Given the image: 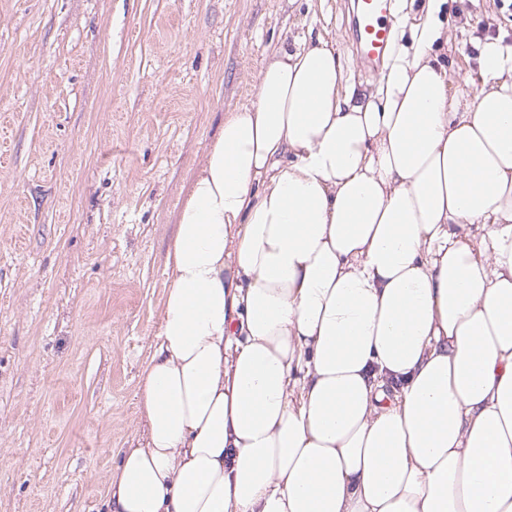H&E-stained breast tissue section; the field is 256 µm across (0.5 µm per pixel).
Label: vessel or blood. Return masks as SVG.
<instances>
[{"mask_svg": "<svg viewBox=\"0 0 512 512\" xmlns=\"http://www.w3.org/2000/svg\"><path fill=\"white\" fill-rule=\"evenodd\" d=\"M355 42L364 66L379 65L389 50L392 34L390 0H355Z\"/></svg>", "mask_w": 512, "mask_h": 512, "instance_id": "vessel-or-blood-1", "label": "vessel or blood"}]
</instances>
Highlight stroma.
Listing matches in <instances>:
<instances>
[{
	"label": "stroma",
	"instance_id": "35a3bbf8",
	"mask_svg": "<svg viewBox=\"0 0 512 512\" xmlns=\"http://www.w3.org/2000/svg\"><path fill=\"white\" fill-rule=\"evenodd\" d=\"M440 57L481 87L498 0H452ZM352 0H0V512H102L191 178L275 49L362 72Z\"/></svg>",
	"mask_w": 512,
	"mask_h": 512
}]
</instances>
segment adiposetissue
I'll use <instances>...</instances> for the list:
<instances>
[{"instance_id": "adipose-tissue-1", "label": "adipose tissue", "mask_w": 512, "mask_h": 512, "mask_svg": "<svg viewBox=\"0 0 512 512\" xmlns=\"http://www.w3.org/2000/svg\"><path fill=\"white\" fill-rule=\"evenodd\" d=\"M264 60L179 208L107 512H512V51Z\"/></svg>"}]
</instances>
